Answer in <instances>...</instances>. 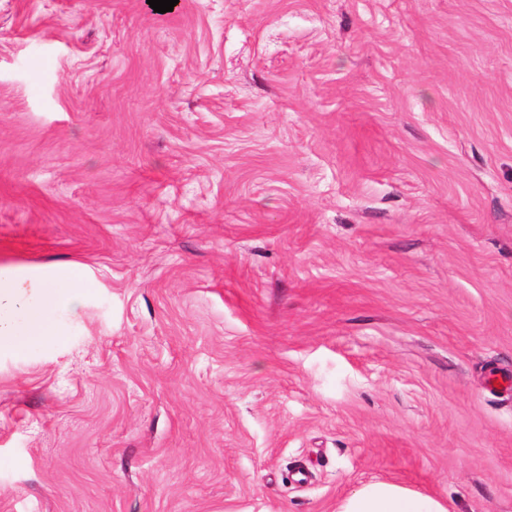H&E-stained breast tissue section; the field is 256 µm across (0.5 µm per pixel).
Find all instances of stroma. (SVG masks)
Segmentation results:
<instances>
[{
	"label": "stroma",
	"instance_id": "stroma-1",
	"mask_svg": "<svg viewBox=\"0 0 512 512\" xmlns=\"http://www.w3.org/2000/svg\"><path fill=\"white\" fill-rule=\"evenodd\" d=\"M0 512H512V0H0ZM91 288L79 270L25 274L0 268V349L24 352L59 335L57 310L75 306ZM436 497L387 481L363 484L340 503L337 512H447Z\"/></svg>",
	"mask_w": 512,
	"mask_h": 512
}]
</instances>
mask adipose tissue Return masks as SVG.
Wrapping results in <instances>:
<instances>
[{
  "instance_id": "1",
  "label": "adipose tissue",
  "mask_w": 512,
  "mask_h": 512,
  "mask_svg": "<svg viewBox=\"0 0 512 512\" xmlns=\"http://www.w3.org/2000/svg\"><path fill=\"white\" fill-rule=\"evenodd\" d=\"M90 288L81 271L25 274L0 268V349L24 352L57 335V311L76 305ZM338 512H447L436 497L387 481L363 484Z\"/></svg>"
}]
</instances>
